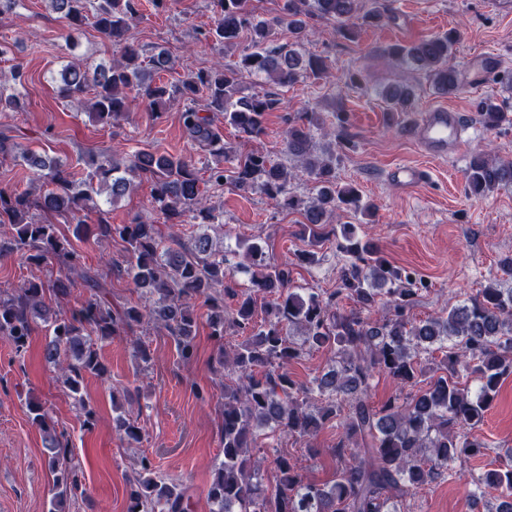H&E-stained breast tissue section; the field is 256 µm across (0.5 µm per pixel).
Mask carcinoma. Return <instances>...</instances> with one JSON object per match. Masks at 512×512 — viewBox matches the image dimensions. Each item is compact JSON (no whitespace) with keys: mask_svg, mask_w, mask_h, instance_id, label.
I'll use <instances>...</instances> for the list:
<instances>
[{"mask_svg":"<svg viewBox=\"0 0 512 512\" xmlns=\"http://www.w3.org/2000/svg\"><path fill=\"white\" fill-rule=\"evenodd\" d=\"M47 2L70 25L89 24L121 49L120 58L109 65H64L62 97L87 107L95 121L108 126L126 119L136 102L160 119L172 101L182 99L187 139L214 159L207 166L208 182L224 185V164H231L238 190H258L283 209L303 211L309 249L298 252L297 260L319 263L318 248L332 241L345 261L339 269L340 288L329 294L309 289L301 294L293 287L288 261L265 259L257 243L247 246L245 261L236 262L237 253L213 247L204 234L189 246L175 236L166 245L151 220L136 217L112 225L101 219L94 234L99 239L117 235L127 244L123 273L137 293L150 299L143 307L114 310L106 275L88 267L71 239L57 225L35 218V212L74 224L73 237L80 240L89 231L84 214L101 212V186L110 187L115 201L148 182L152 205L164 223L213 224L214 207L200 186L199 170L184 156L139 150L99 164L87 180L77 183L66 164H48L35 150H18L13 127L6 125L0 129V158L22 160L49 189L35 195L29 189L0 188V224L12 228L11 237L0 238V259L17 258L36 267L52 260L62 265L53 280L31 279L0 289V337L16 354L26 352L34 325L44 323L49 332L44 361L77 396L86 375L107 374L98 343L127 328H164L181 361L190 362L196 354V301L202 300L206 323L218 343L216 362L224 370V460L207 493L212 512H404L403 503L448 473V463L483 454L487 445L473 431L492 406L500 379L512 373V285L495 277L464 303L419 322L411 320V310L428 291L424 281L387 262L354 225L327 224L338 210L356 217L375 209L355 185L336 182L338 151L347 142L346 114L335 113L329 126L313 109L288 116L282 151L291 168L259 151L237 152L224 142L213 116L223 115L224 124L242 139L263 136L266 114L280 109L282 101L272 92L244 94L243 79L264 77L279 86L323 80L332 64L302 49L301 38L311 33L309 20H332L337 33L352 38L362 26H380L383 13L376 7L363 10L362 0H283L280 15L268 20L255 14L251 0H210V37L226 48L245 37L247 48L231 65L158 83L153 74L173 70L174 61L166 50L147 54L130 39L136 0ZM278 27L288 28L293 42L276 43ZM455 43L450 31L411 45L395 44L389 56L419 65L433 87L451 94L461 86L457 71L448 66ZM26 82L25 68L18 63L0 75L1 115L24 110L21 88ZM380 97L392 117L414 109L416 95L408 86H391ZM481 110L487 129L512 126V115L494 99L482 102ZM294 168L314 181V193L306 200L288 190ZM504 183H512L511 160L489 152L473 157L466 171L471 196L484 197ZM240 270L251 271L245 287L235 281ZM80 287L89 296L74 298ZM345 299L354 307L345 308ZM71 302L75 306L65 309ZM294 327L302 331L299 343L290 337ZM229 331L243 337L242 342L224 343ZM313 349L331 354L328 370L308 384L299 383L288 366ZM436 351L443 352L445 374L431 378L422 389L420 378ZM377 375L390 377L398 387L380 406L369 401ZM28 408L44 434L54 475L49 512H70L83 493L73 448L65 432L48 424L41 405ZM113 422L121 439L141 442L142 430L130 416L121 413ZM263 427L295 440L327 427L336 429L337 442L330 448L337 465L332 484L304 480L297 464L278 454L273 459L277 489L266 492L264 459L253 455ZM472 485L474 497L485 486L495 489V512H512V465L487 469ZM190 510L185 488L158 479L152 461L141 457L139 469L128 479L127 512Z\"/></svg>","mask_w":512,"mask_h":512,"instance_id":"obj_1","label":"carcinoma"}]
</instances>
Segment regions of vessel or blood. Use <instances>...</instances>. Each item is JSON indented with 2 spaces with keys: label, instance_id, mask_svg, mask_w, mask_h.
<instances>
[{
  "label": "vessel or blood",
  "instance_id": "vessel-or-blood-1",
  "mask_svg": "<svg viewBox=\"0 0 512 512\" xmlns=\"http://www.w3.org/2000/svg\"><path fill=\"white\" fill-rule=\"evenodd\" d=\"M465 131L463 115L446 109L424 113L407 129L415 142L436 157L459 153L466 143Z\"/></svg>",
  "mask_w": 512,
  "mask_h": 512
}]
</instances>
